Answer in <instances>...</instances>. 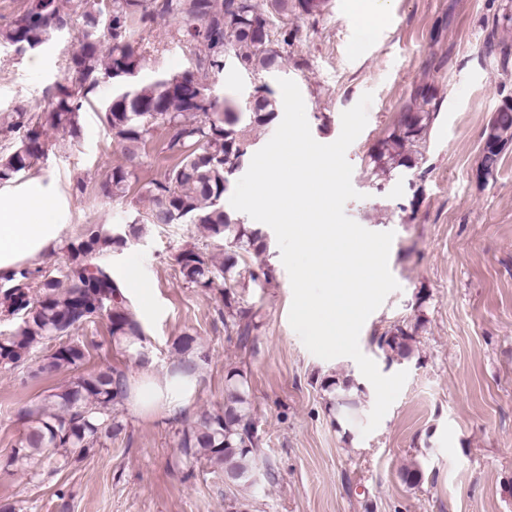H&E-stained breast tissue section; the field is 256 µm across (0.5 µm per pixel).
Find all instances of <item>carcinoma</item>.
Segmentation results:
<instances>
[{
	"instance_id": "carcinoma-1",
	"label": "carcinoma",
	"mask_w": 512,
	"mask_h": 512,
	"mask_svg": "<svg viewBox=\"0 0 512 512\" xmlns=\"http://www.w3.org/2000/svg\"><path fill=\"white\" fill-rule=\"evenodd\" d=\"M28 0L24 9L0 29V47L24 43L38 50L58 35L57 27L77 29V48L68 57L69 77L55 85L51 106L41 112L17 107L0 117V133L9 145L0 147V185L31 171L46 155L51 130L72 138L80 133L83 102L104 79L121 87L102 109L103 121L120 147L125 163L112 168L98 187L107 200L128 196L135 169L146 143L158 129L166 131L165 149L174 163L150 182L145 191L148 207L119 231L98 224L82 238L66 243L68 254L63 279L37 275L22 267L0 279V321L9 332L0 334V368L14 370L29 365L33 350L44 341L58 346L35 369L52 373L74 372L67 384L51 389L23 411L27 423L24 440L13 449L8 464L20 466L32 482L67 469L95 454L103 439L123 430L114 407L127 398L123 380L112 369L85 373L87 351L70 339L71 332L102 317L119 344L131 347L143 339L140 323L124 305L119 285L105 263H91L140 237L145 226L197 224L213 239L221 260L199 250L177 256L184 281L195 287L216 289L224 300V325L239 341L249 340L256 324L237 307L232 288L244 254L265 250V235L233 218L224 209L230 188L251 146L248 128L266 127L277 117L278 100L266 84L256 87L241 112L229 102L209 100L204 79L224 70L231 60L241 70L260 75L281 69L285 57L280 43H288L284 25L288 17H313L325 13L329 0H162L150 8L148 0ZM179 21L177 34L191 48L194 67L167 73L149 83H136L143 67V51L129 41L133 25L155 17ZM431 95L415 90L397 128L369 152L375 174L397 169L415 170L423 160L421 148L433 120ZM512 140V103L500 107L486 129L481 169H496L497 146ZM413 334L397 326L378 340L388 360L411 356ZM330 406L342 413L359 403L362 387L348 377L332 376L322 382ZM261 437L250 415L249 386L245 373L228 370L224 408L204 412L178 432V448L185 461H205L224 472V480L251 486L259 470Z\"/></svg>"
}]
</instances>
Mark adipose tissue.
<instances>
[{"label":"adipose tissue","mask_w":512,"mask_h":512,"mask_svg":"<svg viewBox=\"0 0 512 512\" xmlns=\"http://www.w3.org/2000/svg\"><path fill=\"white\" fill-rule=\"evenodd\" d=\"M64 226L51 185L33 181L24 191H0V276L54 249Z\"/></svg>","instance_id":"ef3b65f1"}]
</instances>
